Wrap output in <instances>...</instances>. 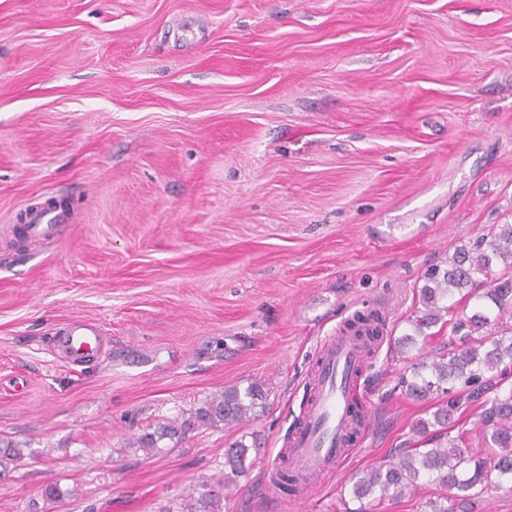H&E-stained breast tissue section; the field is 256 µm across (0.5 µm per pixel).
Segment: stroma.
Masks as SVG:
<instances>
[{
  "label": "stroma",
  "mask_w": 512,
  "mask_h": 512,
  "mask_svg": "<svg viewBox=\"0 0 512 512\" xmlns=\"http://www.w3.org/2000/svg\"><path fill=\"white\" fill-rule=\"evenodd\" d=\"M71 219L18 244L21 213ZM512 224V0H0V512H295L261 468L316 345L367 310L373 428L305 512L403 447L432 400L395 385L426 270ZM97 324L78 364L61 329ZM262 383L263 413L130 440ZM256 436L223 484L224 450ZM64 494L55 501L47 487ZM189 499L182 508V512H223L224 497L214 491L200 494L198 497L187 496Z\"/></svg>",
  "instance_id": "35a3bbf8"
}]
</instances>
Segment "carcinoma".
Returning <instances> with one entry per match:
<instances>
[{"label":"carcinoma","mask_w":512,"mask_h":512,"mask_svg":"<svg viewBox=\"0 0 512 512\" xmlns=\"http://www.w3.org/2000/svg\"><path fill=\"white\" fill-rule=\"evenodd\" d=\"M512 224H500L473 248L457 250L446 267L432 268L419 289L423 314L411 321L416 333L438 323H451L453 335L428 360L405 367L397 387L425 399L433 392L445 397L437 402L432 418L411 426L415 439L351 479L352 498L382 501L390 496L415 493L426 484L441 490L427 500L428 512H474L473 504L488 488L491 476L512 484ZM479 301L470 316L456 317L457 302ZM360 331L381 332L382 320L371 312L358 317ZM269 393L263 385L229 387L208 400L194 419L159 425L132 439L129 447L146 455L162 451L160 443L172 441L194 426L231 429L257 409H265ZM488 404L480 414L476 447L463 446V435H451L454 413L477 401ZM256 443L235 440L224 450V467L230 469L221 484L247 471L246 460ZM296 477L286 465L277 469L275 486L289 495ZM182 512H224V496L208 491L191 496Z\"/></svg>","instance_id":"1"}]
</instances>
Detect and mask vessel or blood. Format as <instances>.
<instances>
[{
  "instance_id": "1",
  "label": "vessel or blood",
  "mask_w": 512,
  "mask_h": 512,
  "mask_svg": "<svg viewBox=\"0 0 512 512\" xmlns=\"http://www.w3.org/2000/svg\"><path fill=\"white\" fill-rule=\"evenodd\" d=\"M67 221L61 209H37L28 216V232L39 239L49 238ZM56 342L70 358L81 359L101 351L103 336L95 324L83 322ZM370 344V339L354 334L330 336L318 349L305 414L279 451L297 478L298 499L312 495L328 475L338 471L354 445L356 420L370 418L369 412H356L353 405L358 367Z\"/></svg>"
}]
</instances>
